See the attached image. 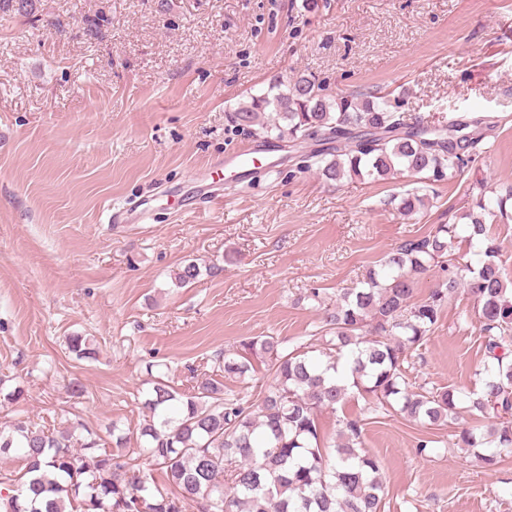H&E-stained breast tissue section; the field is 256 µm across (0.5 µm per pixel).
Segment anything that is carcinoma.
<instances>
[{
    "mask_svg": "<svg viewBox=\"0 0 512 512\" xmlns=\"http://www.w3.org/2000/svg\"><path fill=\"white\" fill-rule=\"evenodd\" d=\"M0 11L29 17L35 0H0ZM227 118L239 132L296 143V171L327 182L403 172L451 180L481 141L468 128L483 124L477 118L409 122L387 95H333L305 74L269 83ZM425 199L420 189L409 190L397 210L410 215ZM509 201L512 187L488 197L480 185L478 212L391 249L363 287L343 290L325 306L309 290L306 298L323 310L317 335L290 349L274 336L248 337L224 354V378L249 377L258 363L272 372L273 383L257 401L224 389V378L202 377L180 392L163 375L155 377L140 401L146 420L134 458L28 418L0 426V459L16 454L22 461L0 474V486L8 487L0 493V512H382V464L364 449L362 420H340L331 450L321 437L319 414L344 407L353 394L369 399L374 412L397 411L427 426H444L463 412L491 414L496 422L486 434L464 428L451 445L497 466L512 452V289L486 218H511ZM462 241L477 245L475 264L456 261L454 247ZM435 268L441 282L414 299L412 277ZM200 275L189 261L173 274L174 285H192ZM460 288L479 305L487 359L481 386L414 387L404 367L408 353L427 344ZM67 346L79 359L97 355L85 336L68 337ZM143 463L161 476L145 472Z\"/></svg>",
    "mask_w": 512,
    "mask_h": 512,
    "instance_id": "1",
    "label": "carcinoma"
}]
</instances>
